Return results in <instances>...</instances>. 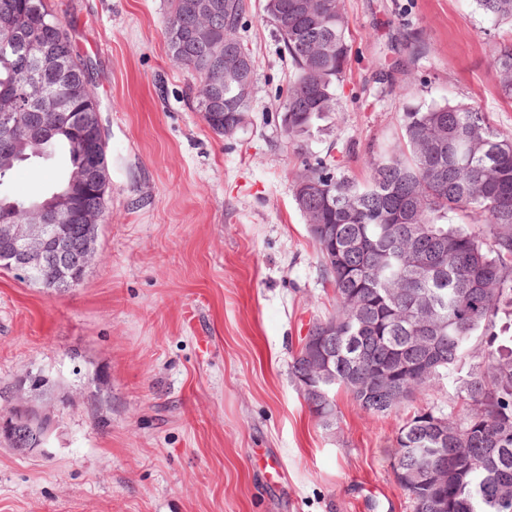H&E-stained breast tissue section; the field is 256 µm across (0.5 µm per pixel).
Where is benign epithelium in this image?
<instances>
[{"mask_svg":"<svg viewBox=\"0 0 512 512\" xmlns=\"http://www.w3.org/2000/svg\"><path fill=\"white\" fill-rule=\"evenodd\" d=\"M104 143L103 134L93 128L88 130L82 165L70 179V184L78 189L95 184V193L101 198L106 195L107 185L99 178L92 182L90 177L99 168ZM104 219V206H86L77 195L60 197L51 208L35 202L19 216L0 217V267L28 279H38L50 272L49 288L55 292L68 291L80 284L86 269L95 262L92 232ZM70 224L86 226L76 243L66 233ZM47 382L44 374L26 371L18 378L9 409L0 410V439L11 443L20 454L36 452L49 441L53 412L30 398Z\"/></svg>","mask_w":512,"mask_h":512,"instance_id":"1","label":"benign epithelium"}]
</instances>
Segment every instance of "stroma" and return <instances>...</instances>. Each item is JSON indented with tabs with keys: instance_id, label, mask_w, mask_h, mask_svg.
<instances>
[{
	"instance_id": "obj_1",
	"label": "stroma",
	"mask_w": 512,
	"mask_h": 512,
	"mask_svg": "<svg viewBox=\"0 0 512 512\" xmlns=\"http://www.w3.org/2000/svg\"><path fill=\"white\" fill-rule=\"evenodd\" d=\"M91 63L109 189L97 259L64 293L0 270V407L19 375L49 378L43 450L0 443V512H413L393 473L394 441L421 409L452 414L444 379L385 415L336 396L323 428L291 376L310 324L333 310L318 246L293 200L317 158L364 180L412 101H465L512 135L490 48L502 36L473 0H345L352 57L338 110L311 137L281 129L292 65L264 0L239 31L255 61L253 110L216 134L196 109L197 75L168 51V0H51ZM431 48L403 90L390 64L398 22ZM63 151L18 166L33 199L63 177Z\"/></svg>"
}]
</instances>
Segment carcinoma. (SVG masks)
Listing matches in <instances>:
<instances>
[{
  "label": "carcinoma",
  "mask_w": 512,
  "mask_h": 512,
  "mask_svg": "<svg viewBox=\"0 0 512 512\" xmlns=\"http://www.w3.org/2000/svg\"><path fill=\"white\" fill-rule=\"evenodd\" d=\"M167 27H179L169 52L199 77L217 62V87L203 88L197 107L208 126L232 135L252 110L256 61L238 35L246 0H213L206 18L215 33L196 40V0H169ZM493 26H512V0H473ZM265 16L293 66L281 128L290 141L337 110L336 85L352 51L344 0H265ZM411 74L423 55L421 36L399 30ZM495 82L512 100V33L494 43ZM48 72L44 97L33 101L35 68ZM92 68L73 48L49 0H0V186L24 162L61 148L68 171L82 160L84 128L56 127L50 103L69 92L67 110L100 121ZM294 201L317 243L334 311L312 323L293 357L295 381L313 373L322 336L336 337V375L321 395L302 397L319 423L336 419L335 395L349 393L365 410L384 414L477 356L456 375L461 410L430 409L398 430L393 474L413 512H512V137L467 103H409L400 133L373 155L358 181L319 159L297 175ZM478 224L473 230L470 225Z\"/></svg>",
  "instance_id": "cac0c4a2"
}]
</instances>
